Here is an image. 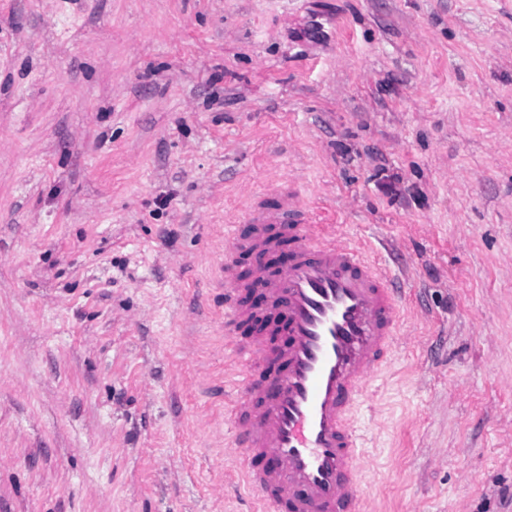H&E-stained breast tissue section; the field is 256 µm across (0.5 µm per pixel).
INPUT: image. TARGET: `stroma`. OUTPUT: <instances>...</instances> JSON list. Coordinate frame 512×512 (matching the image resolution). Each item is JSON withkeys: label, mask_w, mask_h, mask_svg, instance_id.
Segmentation results:
<instances>
[{"label": "stroma", "mask_w": 512, "mask_h": 512, "mask_svg": "<svg viewBox=\"0 0 512 512\" xmlns=\"http://www.w3.org/2000/svg\"><path fill=\"white\" fill-rule=\"evenodd\" d=\"M285 183L407 291L370 512H512V0H0V512H243L224 227Z\"/></svg>", "instance_id": "stroma-1"}]
</instances>
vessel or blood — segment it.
<instances>
[{
	"label": "vessel or blood",
	"mask_w": 512,
	"mask_h": 512,
	"mask_svg": "<svg viewBox=\"0 0 512 512\" xmlns=\"http://www.w3.org/2000/svg\"><path fill=\"white\" fill-rule=\"evenodd\" d=\"M286 252L248 278L243 252ZM225 436L253 512H367L359 410L398 344L402 291L366 249L324 232L292 188L249 201L224 228ZM256 323L248 343L235 339Z\"/></svg>",
	"instance_id": "b4317fda"
}]
</instances>
